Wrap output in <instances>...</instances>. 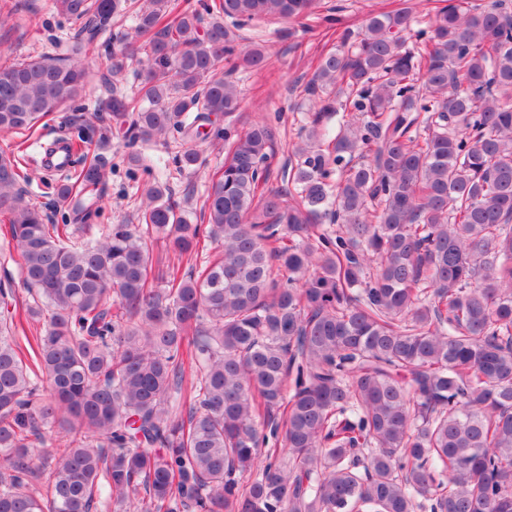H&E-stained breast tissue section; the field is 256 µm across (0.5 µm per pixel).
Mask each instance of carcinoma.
<instances>
[{"instance_id":"1","label":"carcinoma","mask_w":512,"mask_h":512,"mask_svg":"<svg viewBox=\"0 0 512 512\" xmlns=\"http://www.w3.org/2000/svg\"><path fill=\"white\" fill-rule=\"evenodd\" d=\"M52 2L75 28L59 53L0 65V133L78 99L83 57L128 15L97 120L178 133L182 171L201 123L239 108L217 64L264 63L230 27L320 0H211L202 37L190 0ZM338 39L289 187L269 184L274 125L228 124L202 224L154 183L138 224L88 235L107 177L93 124L55 187L60 224L23 202L24 142L0 154L25 318L46 319L32 338L0 319V512H512V10L396 7ZM141 49L129 96L112 77ZM156 235L206 259L182 274ZM52 432L65 449L38 467Z\"/></svg>"}]
</instances>
